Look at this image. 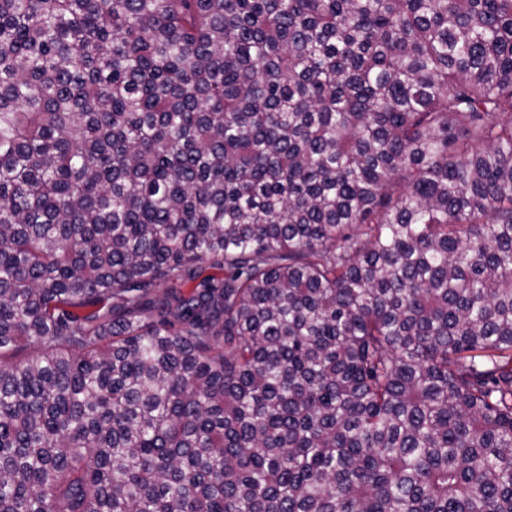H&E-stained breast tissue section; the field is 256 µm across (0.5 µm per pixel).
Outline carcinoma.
I'll return each instance as SVG.
<instances>
[{
  "mask_svg": "<svg viewBox=\"0 0 512 512\" xmlns=\"http://www.w3.org/2000/svg\"><path fill=\"white\" fill-rule=\"evenodd\" d=\"M0 512H512V0H0Z\"/></svg>",
  "mask_w": 512,
  "mask_h": 512,
  "instance_id": "cac0c4a2",
  "label": "carcinoma"
}]
</instances>
